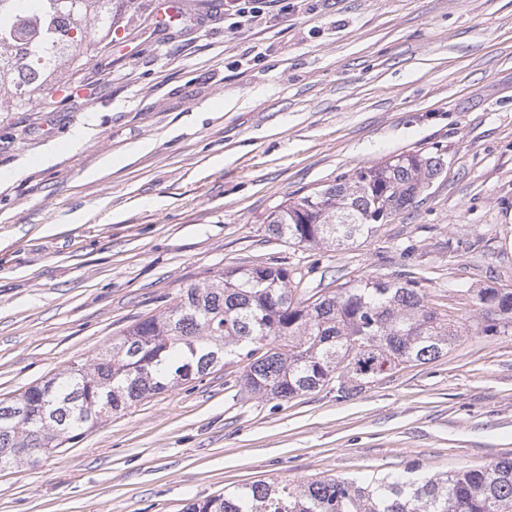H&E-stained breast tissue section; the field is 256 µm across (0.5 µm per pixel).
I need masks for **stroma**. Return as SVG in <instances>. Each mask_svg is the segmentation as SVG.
<instances>
[{
	"label": "stroma",
	"instance_id": "35a3bbf8",
	"mask_svg": "<svg viewBox=\"0 0 512 512\" xmlns=\"http://www.w3.org/2000/svg\"><path fill=\"white\" fill-rule=\"evenodd\" d=\"M160 7L144 0L67 99L0 112V399L224 269L282 267L310 293L413 276L461 325L471 289H512V0H288L261 20L181 0L168 29ZM433 152L445 165L417 203L353 244L268 230L287 198ZM246 369L234 360L40 466L0 470V512H182L259 479L512 458V336L462 337L346 398L332 383L266 397L241 385Z\"/></svg>",
	"mask_w": 512,
	"mask_h": 512
}]
</instances>
